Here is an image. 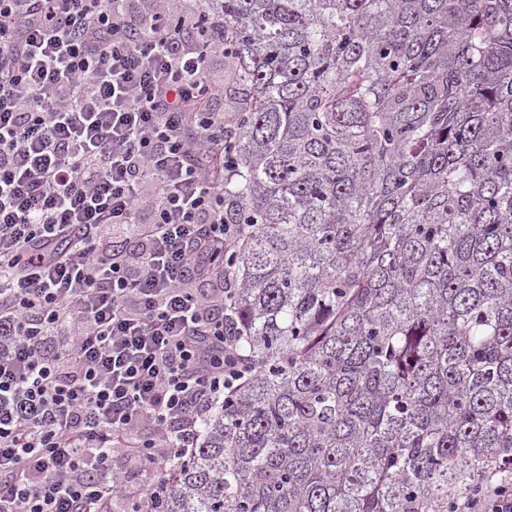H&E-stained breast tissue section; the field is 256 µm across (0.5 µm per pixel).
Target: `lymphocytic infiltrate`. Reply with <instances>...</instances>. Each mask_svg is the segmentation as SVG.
<instances>
[{
	"instance_id": "obj_1",
	"label": "lymphocytic infiltrate",
	"mask_w": 512,
	"mask_h": 512,
	"mask_svg": "<svg viewBox=\"0 0 512 512\" xmlns=\"http://www.w3.org/2000/svg\"><path fill=\"white\" fill-rule=\"evenodd\" d=\"M189 23L177 0H0V512H161L246 373L208 259L242 233L210 106L224 32L187 47Z\"/></svg>"
}]
</instances>
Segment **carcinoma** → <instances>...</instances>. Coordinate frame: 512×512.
<instances>
[{
	"mask_svg": "<svg viewBox=\"0 0 512 512\" xmlns=\"http://www.w3.org/2000/svg\"><path fill=\"white\" fill-rule=\"evenodd\" d=\"M226 392L164 512H454L512 476V0H205Z\"/></svg>",
	"mask_w": 512,
	"mask_h": 512,
	"instance_id": "obj_1",
	"label": "carcinoma"
}]
</instances>
